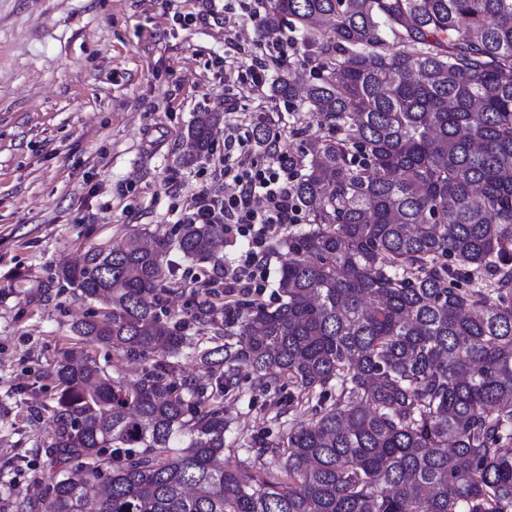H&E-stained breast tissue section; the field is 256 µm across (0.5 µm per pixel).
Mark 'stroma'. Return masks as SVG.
Returning <instances> with one entry per match:
<instances>
[{"label":"stroma","mask_w":512,"mask_h":512,"mask_svg":"<svg viewBox=\"0 0 512 512\" xmlns=\"http://www.w3.org/2000/svg\"><path fill=\"white\" fill-rule=\"evenodd\" d=\"M246 6L264 3L229 0L214 14L209 0H0V459L17 452L20 434H51L45 418L20 434L11 423L21 404L48 403L49 391L28 385L58 357L71 325L97 309L69 290L43 299L54 270L133 233L173 237L200 190L231 194L233 183L214 173L229 128L264 126L293 150L320 135L304 95L286 103L225 84V62L246 65L271 48L301 70V32L242 22ZM188 12L190 25L181 20ZM230 92L236 110L227 115ZM197 112L224 118L211 154L185 167ZM212 275L181 262L172 321L189 320ZM240 377V396L224 401V455L250 462L252 436L286 431L273 406L288 384L261 390L250 370Z\"/></svg>","instance_id":"35a3bbf8"}]
</instances>
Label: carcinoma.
<instances>
[{"label": "carcinoma", "instance_id": "obj_1", "mask_svg": "<svg viewBox=\"0 0 512 512\" xmlns=\"http://www.w3.org/2000/svg\"><path fill=\"white\" fill-rule=\"evenodd\" d=\"M303 32L313 79L284 75L325 135L288 152L309 230L282 241L278 306L221 300L169 321L177 251L219 266L222 224L88 250L55 280L102 304L45 368L56 470L0 512H512V0H266ZM220 112L188 126L209 153ZM95 346L148 361L132 384ZM192 357L201 383L179 372ZM310 418L224 456L239 371Z\"/></svg>", "mask_w": 512, "mask_h": 512}]
</instances>
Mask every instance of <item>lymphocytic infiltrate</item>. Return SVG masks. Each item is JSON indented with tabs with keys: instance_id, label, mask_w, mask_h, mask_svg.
Listing matches in <instances>:
<instances>
[{
	"instance_id": "obj_1",
	"label": "lymphocytic infiltrate",
	"mask_w": 512,
	"mask_h": 512,
	"mask_svg": "<svg viewBox=\"0 0 512 512\" xmlns=\"http://www.w3.org/2000/svg\"><path fill=\"white\" fill-rule=\"evenodd\" d=\"M273 161L257 165L252 158L250 137L227 135L220 176L232 179L235 191L220 196L200 191L185 223L220 224L226 245L246 239L248 247L238 259L217 270L213 285L225 291L262 290L265 274L258 265V255L281 225L297 224L301 213L294 198V177L288 169V153L278 142H271Z\"/></svg>"
}]
</instances>
